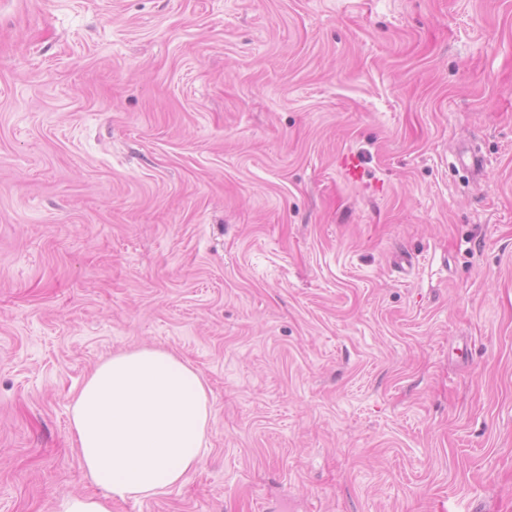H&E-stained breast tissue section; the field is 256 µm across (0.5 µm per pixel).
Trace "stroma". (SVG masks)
I'll return each instance as SVG.
<instances>
[{"mask_svg":"<svg viewBox=\"0 0 512 512\" xmlns=\"http://www.w3.org/2000/svg\"><path fill=\"white\" fill-rule=\"evenodd\" d=\"M142 345L209 451L112 512H512V0H0V512Z\"/></svg>","mask_w":512,"mask_h":512,"instance_id":"1","label":"stroma"}]
</instances>
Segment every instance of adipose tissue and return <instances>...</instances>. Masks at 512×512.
<instances>
[{
    "instance_id": "adipose-tissue-1",
    "label": "adipose tissue",
    "mask_w": 512,
    "mask_h": 512,
    "mask_svg": "<svg viewBox=\"0 0 512 512\" xmlns=\"http://www.w3.org/2000/svg\"><path fill=\"white\" fill-rule=\"evenodd\" d=\"M207 381L167 349L140 346L101 360L72 398L70 432L101 495L73 496L58 512H112L182 486L208 451Z\"/></svg>"
}]
</instances>
